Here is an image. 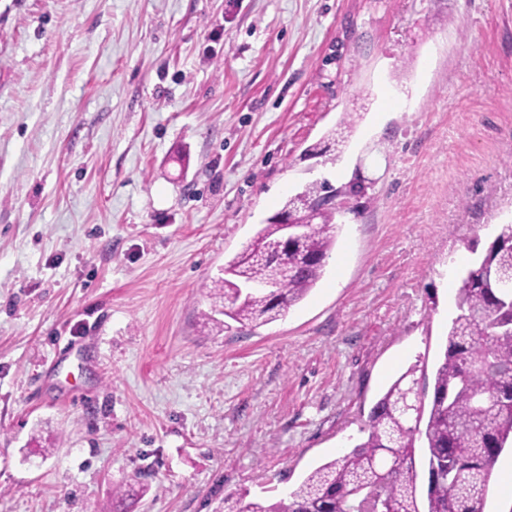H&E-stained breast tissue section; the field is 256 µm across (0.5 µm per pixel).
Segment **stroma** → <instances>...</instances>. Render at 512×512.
Listing matches in <instances>:
<instances>
[{
  "label": "stroma",
  "mask_w": 512,
  "mask_h": 512,
  "mask_svg": "<svg viewBox=\"0 0 512 512\" xmlns=\"http://www.w3.org/2000/svg\"><path fill=\"white\" fill-rule=\"evenodd\" d=\"M313 181L339 192L320 281L207 326ZM508 222L512 0H0V512L282 497L436 363Z\"/></svg>",
  "instance_id": "obj_1"
}]
</instances>
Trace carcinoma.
<instances>
[{
  "label": "carcinoma",
  "instance_id": "carcinoma-1",
  "mask_svg": "<svg viewBox=\"0 0 512 512\" xmlns=\"http://www.w3.org/2000/svg\"><path fill=\"white\" fill-rule=\"evenodd\" d=\"M331 195L312 182L288 196L213 281L214 307L246 326L272 323L302 301L324 273L336 209L307 203ZM304 227L283 245L278 217ZM461 273L456 316L433 377L408 367L372 406L352 449L312 470L286 497L235 512H485L494 466L512 444V223ZM276 287L242 295L240 284ZM431 398H426L427 389Z\"/></svg>",
  "mask_w": 512,
  "mask_h": 512
}]
</instances>
